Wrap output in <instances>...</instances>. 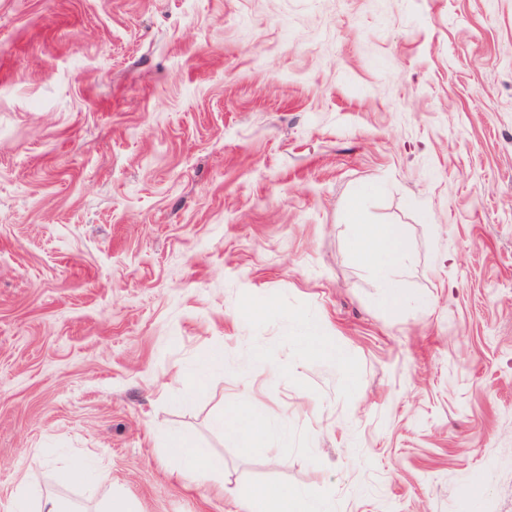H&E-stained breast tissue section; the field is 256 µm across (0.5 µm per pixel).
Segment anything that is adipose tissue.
<instances>
[{
    "label": "adipose tissue",
    "instance_id": "obj_1",
    "mask_svg": "<svg viewBox=\"0 0 512 512\" xmlns=\"http://www.w3.org/2000/svg\"><path fill=\"white\" fill-rule=\"evenodd\" d=\"M357 260L378 275L386 305L395 306L404 299V292L395 269L405 254L404 234L396 224H360L352 240ZM224 425L228 433L247 454L268 449V430L248 405H241L226 414ZM241 512H334L326 500L311 495L302 488L275 489L256 487L249 500L240 505Z\"/></svg>",
    "mask_w": 512,
    "mask_h": 512
}]
</instances>
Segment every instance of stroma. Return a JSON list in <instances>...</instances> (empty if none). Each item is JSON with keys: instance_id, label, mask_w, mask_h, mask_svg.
<instances>
[{"instance_id": "1", "label": "stroma", "mask_w": 512, "mask_h": 512, "mask_svg": "<svg viewBox=\"0 0 512 512\" xmlns=\"http://www.w3.org/2000/svg\"><path fill=\"white\" fill-rule=\"evenodd\" d=\"M358 223L401 225L403 305ZM26 477L512 512V0H0V512ZM228 433L241 445L245 454L268 452V430L261 419L244 402L234 411L224 415ZM176 459L179 463V473L182 475H197L207 471L224 469V462L215 456L209 448L188 446L178 448Z\"/></svg>"}]
</instances>
